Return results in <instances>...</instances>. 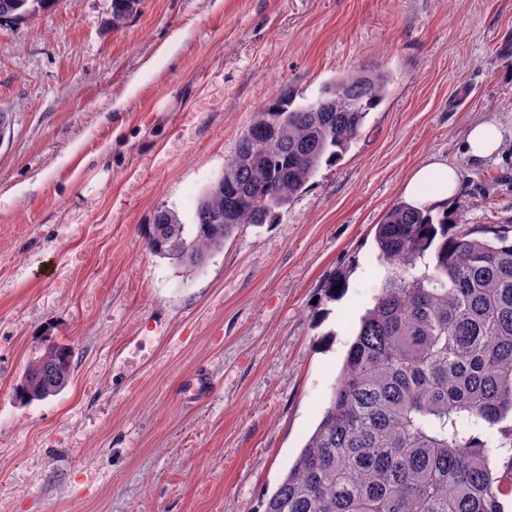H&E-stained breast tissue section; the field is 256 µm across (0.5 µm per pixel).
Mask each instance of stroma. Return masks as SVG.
<instances>
[{
  "instance_id": "1",
  "label": "stroma",
  "mask_w": 512,
  "mask_h": 512,
  "mask_svg": "<svg viewBox=\"0 0 512 512\" xmlns=\"http://www.w3.org/2000/svg\"><path fill=\"white\" fill-rule=\"evenodd\" d=\"M109 19L110 0H59L0 26V512H258L389 276L375 226L411 171L448 160L449 222L512 225V0H144ZM365 68L383 102L274 223L196 271L150 254L141 225L192 223L257 107ZM482 118L505 139L474 162ZM54 342L67 387L20 402ZM143 0H112L110 25L119 29L126 20L140 10Z\"/></svg>"
}]
</instances>
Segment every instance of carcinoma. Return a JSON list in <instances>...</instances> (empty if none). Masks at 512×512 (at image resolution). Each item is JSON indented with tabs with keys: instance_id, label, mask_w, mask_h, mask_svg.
<instances>
[{
	"instance_id": "1",
	"label": "carcinoma",
	"mask_w": 512,
	"mask_h": 512,
	"mask_svg": "<svg viewBox=\"0 0 512 512\" xmlns=\"http://www.w3.org/2000/svg\"><path fill=\"white\" fill-rule=\"evenodd\" d=\"M56 0H0V25ZM143 0H112L116 30ZM326 83L311 102L291 90L259 106L193 223L166 208L143 232L149 251L200 269L244 224H264L359 137L388 79L367 72ZM377 259L394 269L360 319L327 407L262 512H504L512 496V235L495 225L448 233L394 203L376 225ZM432 265L416 273L418 261ZM72 351L52 343L15 389L25 403L69 383ZM500 438H495L493 428Z\"/></svg>"
}]
</instances>
